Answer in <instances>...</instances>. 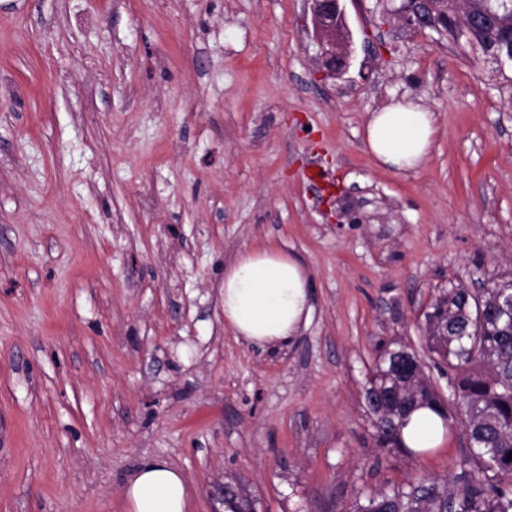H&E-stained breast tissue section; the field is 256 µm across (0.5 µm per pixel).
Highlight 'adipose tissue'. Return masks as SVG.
Listing matches in <instances>:
<instances>
[{
    "mask_svg": "<svg viewBox=\"0 0 512 512\" xmlns=\"http://www.w3.org/2000/svg\"><path fill=\"white\" fill-rule=\"evenodd\" d=\"M437 132L434 113L411 101L396 100L373 113L365 144L378 165L395 171L420 168ZM224 325L234 336L279 351L292 345L309 324L312 290L303 262L273 246L246 249L224 269ZM445 434L439 415L423 407L403 430L417 451L437 447ZM128 512H188L189 488L164 459L144 463L125 488Z\"/></svg>",
    "mask_w": 512,
    "mask_h": 512,
    "instance_id": "ef3b65f1",
    "label": "adipose tissue"
}]
</instances>
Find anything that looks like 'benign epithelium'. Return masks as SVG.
Masks as SVG:
<instances>
[{
    "instance_id": "benign-epithelium-1",
    "label": "benign epithelium",
    "mask_w": 512,
    "mask_h": 512,
    "mask_svg": "<svg viewBox=\"0 0 512 512\" xmlns=\"http://www.w3.org/2000/svg\"><path fill=\"white\" fill-rule=\"evenodd\" d=\"M312 13L314 34L319 45L321 68L329 77L345 71L349 59L350 33L342 0H307ZM429 0H401L389 10L401 26L413 33L437 28L429 12Z\"/></svg>"
}]
</instances>
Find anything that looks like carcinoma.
Instances as JSON below:
<instances>
[{"instance_id":"obj_1","label":"carcinoma","mask_w":512,"mask_h":512,"mask_svg":"<svg viewBox=\"0 0 512 512\" xmlns=\"http://www.w3.org/2000/svg\"><path fill=\"white\" fill-rule=\"evenodd\" d=\"M433 12L448 40L468 47L495 65V74L509 79L498 61L508 41L491 26L458 28V0H432ZM473 11L512 12L509 0H471ZM512 279L493 283L478 293L455 286L431 302L429 312L448 313V327L425 328L434 367L448 375L443 394L425 373L422 358L408 344L394 342L377 357L365 390L375 415L376 441L406 455L402 430L421 407L437 412L445 431L459 429L467 450L459 462V487L426 475L404 485L377 491L356 501L347 512H512ZM236 496L229 512H253L242 480L228 482Z\"/></svg>"}]
</instances>
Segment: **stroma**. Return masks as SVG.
I'll list each match as a JSON object with an SVG mask.
<instances>
[{"instance_id":"obj_1","label":"stroma","mask_w":512,"mask_h":512,"mask_svg":"<svg viewBox=\"0 0 512 512\" xmlns=\"http://www.w3.org/2000/svg\"><path fill=\"white\" fill-rule=\"evenodd\" d=\"M344 5L326 78L307 0H0V512H127L156 457L192 512L239 476L255 512L456 492L463 433L378 447L365 388L383 344L424 350L441 291L512 276V85ZM402 98L437 119L411 172L363 140ZM263 245L313 290L276 352L224 327V267Z\"/></svg>"}]
</instances>
